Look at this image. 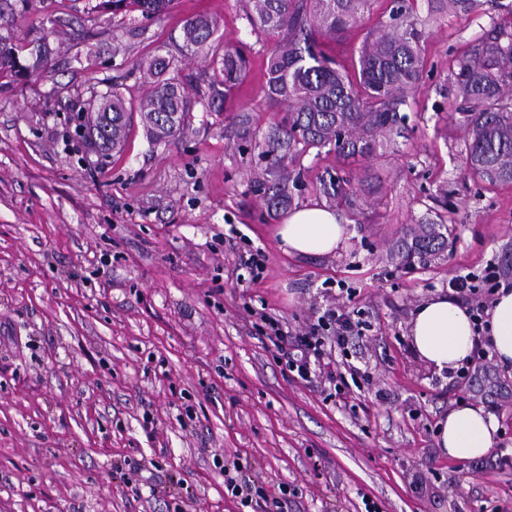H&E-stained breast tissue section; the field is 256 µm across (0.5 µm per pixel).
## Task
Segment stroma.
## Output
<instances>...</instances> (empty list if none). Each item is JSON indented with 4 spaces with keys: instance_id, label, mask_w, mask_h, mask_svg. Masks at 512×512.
<instances>
[{
    "instance_id": "obj_1",
    "label": "stroma",
    "mask_w": 512,
    "mask_h": 512,
    "mask_svg": "<svg viewBox=\"0 0 512 512\" xmlns=\"http://www.w3.org/2000/svg\"><path fill=\"white\" fill-rule=\"evenodd\" d=\"M512 0L429 15L421 87L394 151L351 165L379 190L336 210L347 246L290 256L267 213L256 151L236 136L247 113L266 132L279 110L263 94L275 37L254 34L244 0H173L145 18L99 0H0V32L47 38L55 53L35 79L0 74V512H254L224 489L239 463L266 512H512V468L471 472L434 430L458 403L483 407L512 442V365L465 384L412 353L407 322L456 273L495 262L512 274V183L465 172L466 137L453 70L476 40L512 25ZM388 0L324 52L352 66ZM250 61L242 87L212 112L217 78L185 59L193 15ZM178 57L168 78L191 102L182 134L153 146L133 123L122 152L83 138L92 92L147 89L141 58ZM444 216L450 246L404 260L409 225ZM263 278L241 280L250 253ZM344 306L362 335L339 372L370 377L325 399L295 380L256 325L266 310L287 342Z\"/></svg>"
}]
</instances>
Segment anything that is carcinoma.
Instances as JSON below:
<instances>
[{
  "label": "carcinoma",
  "instance_id": "obj_1",
  "mask_svg": "<svg viewBox=\"0 0 512 512\" xmlns=\"http://www.w3.org/2000/svg\"><path fill=\"white\" fill-rule=\"evenodd\" d=\"M172 0H132L144 17L161 12ZM431 11L472 12L478 0H427ZM370 0H246L247 18L256 33H276L279 41L267 58L266 99L284 108L279 123L260 141L250 132L249 118L239 121L240 139L254 144L264 163L266 207L280 211L292 205L304 186L300 160L310 150L348 159H371L385 153L407 129L405 107L421 85L424 31L418 28L410 0H390L388 19L378 22L363 44L357 77L335 67L320 49L317 37L336 39L363 17ZM216 21L196 16L182 30L183 49L210 60L224 89H213L207 107L224 111V101L242 84L248 61L235 47L215 43ZM53 50L46 38L15 42L0 35V71L30 78L43 73ZM175 58L158 54L142 65L148 89L133 104L115 89L94 96L86 128L100 150L123 149L133 116L150 139L159 143L184 130L188 95L161 76ZM463 107L458 127L467 133L468 174L476 181L512 183V32L499 29L457 59L454 72ZM329 201H349L353 179L341 170H325L313 184ZM445 224H416L402 239L406 257L444 251Z\"/></svg>",
  "mask_w": 512,
  "mask_h": 512
}]
</instances>
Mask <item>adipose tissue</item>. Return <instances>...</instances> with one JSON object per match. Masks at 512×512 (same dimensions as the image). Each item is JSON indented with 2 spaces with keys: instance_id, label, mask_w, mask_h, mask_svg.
I'll return each instance as SVG.
<instances>
[{
  "instance_id": "obj_1",
  "label": "adipose tissue",
  "mask_w": 512,
  "mask_h": 512,
  "mask_svg": "<svg viewBox=\"0 0 512 512\" xmlns=\"http://www.w3.org/2000/svg\"><path fill=\"white\" fill-rule=\"evenodd\" d=\"M283 250L297 255H329L342 248L348 229L340 215L312 203L288 212L276 228ZM489 314V339L502 365L512 364V290L497 294ZM411 348L428 366L454 371L470 358L475 338L474 324L466 306L436 294L414 309L409 322ZM495 417L483 408L459 404L449 409L437 424L438 448L449 458L468 461L489 454L498 443Z\"/></svg>"
}]
</instances>
